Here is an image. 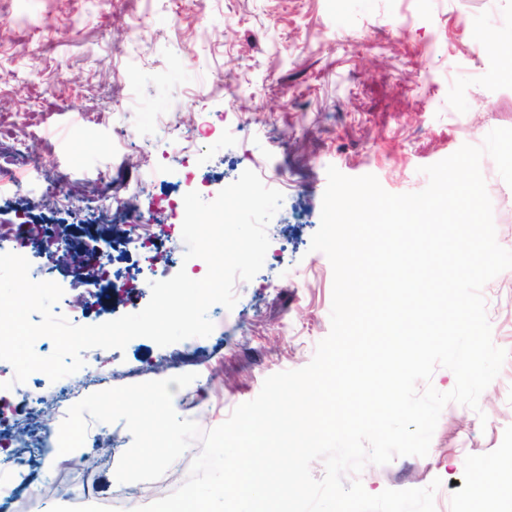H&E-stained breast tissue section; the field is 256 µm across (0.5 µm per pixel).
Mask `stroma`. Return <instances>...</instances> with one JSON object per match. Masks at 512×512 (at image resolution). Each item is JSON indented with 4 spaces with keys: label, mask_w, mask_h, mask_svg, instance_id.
Segmentation results:
<instances>
[{
    "label": "stroma",
    "mask_w": 512,
    "mask_h": 512,
    "mask_svg": "<svg viewBox=\"0 0 512 512\" xmlns=\"http://www.w3.org/2000/svg\"><path fill=\"white\" fill-rule=\"evenodd\" d=\"M140 12L139 0H0V226H27L35 271L52 254L51 237L71 243L72 253H54L64 268L53 312L96 325L140 311L151 296L145 281L182 267L174 252L149 260L113 248L97 225L169 220L173 200L190 190L187 171L215 193L247 170L281 191L264 266L233 309L209 308L202 360L173 363L181 343L144 337L113 355L131 370L125 386L194 374L172 404L206 432L253 400L266 377L306 366L330 331L332 267L310 249L328 167L374 175L392 194L418 192L425 166L512 128V79L484 39L490 29L512 33V0H155L134 44L129 20ZM168 111L175 130L166 139L153 118ZM201 112L252 133L184 148L182 133ZM119 129L128 140H116ZM481 172L496 239L512 250V187L491 157ZM145 173L151 182L138 187ZM51 184L59 200L44 197ZM99 252L124 293L90 301L71 275ZM482 296L492 341L508 352L499 375L478 409L444 407L427 456L367 465L359 479L368 493L437 479L436 512H484L477 489L494 482L496 459L512 456V269ZM117 466L95 463L88 448L52 457L32 488L19 491L20 475L0 488V502L8 512H104L120 493L153 503L150 483L117 482ZM50 482L56 492L43 497Z\"/></svg>",
    "instance_id": "1"
}]
</instances>
